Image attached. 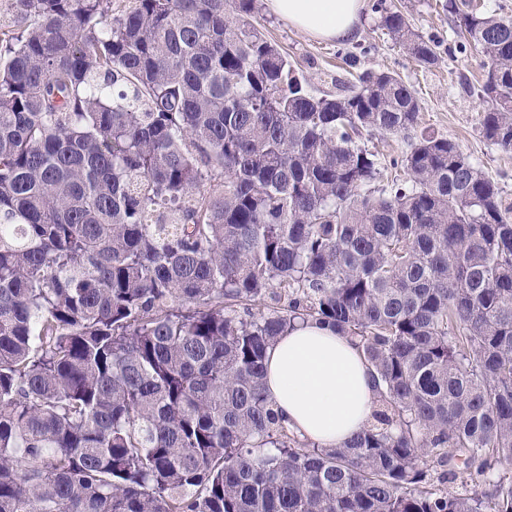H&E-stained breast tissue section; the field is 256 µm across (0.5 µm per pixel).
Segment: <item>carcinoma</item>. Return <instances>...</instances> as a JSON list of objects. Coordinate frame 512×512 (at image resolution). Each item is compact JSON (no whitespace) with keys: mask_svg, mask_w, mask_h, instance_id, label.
Returning a JSON list of instances; mask_svg holds the SVG:
<instances>
[{"mask_svg":"<svg viewBox=\"0 0 512 512\" xmlns=\"http://www.w3.org/2000/svg\"><path fill=\"white\" fill-rule=\"evenodd\" d=\"M0 28V512H512V203L394 73L309 91L258 0H12ZM417 63L441 60L373 0ZM512 150V16L448 0ZM268 298L274 306L254 312ZM380 390L324 448L265 391L299 322ZM470 483L451 487L459 476Z\"/></svg>","mask_w":512,"mask_h":512,"instance_id":"obj_1","label":"carcinoma"}]
</instances>
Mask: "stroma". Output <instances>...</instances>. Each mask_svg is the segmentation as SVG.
Listing matches in <instances>:
<instances>
[{
	"instance_id": "obj_1",
	"label": "stroma",
	"mask_w": 512,
	"mask_h": 512,
	"mask_svg": "<svg viewBox=\"0 0 512 512\" xmlns=\"http://www.w3.org/2000/svg\"><path fill=\"white\" fill-rule=\"evenodd\" d=\"M408 14L414 28L424 37L449 47L457 39V26L442 8L443 0H394ZM264 32L284 51L291 65L302 75L311 91L332 92L348 82L341 54L360 56V69L384 70L399 75L417 92L423 104L415 129L404 135L382 136L362 132L357 141L374 152L381 175L377 188L403 177L394 167L409 143L422 133L455 141L470 159L488 173L512 201V150L504 151L483 138L480 120L486 103L477 88L483 81L482 60L476 53L446 54L438 65L424 68L396 46L380 23L378 14L365 11L358 37L352 42L316 40L293 28L268 9L257 18Z\"/></svg>"
}]
</instances>
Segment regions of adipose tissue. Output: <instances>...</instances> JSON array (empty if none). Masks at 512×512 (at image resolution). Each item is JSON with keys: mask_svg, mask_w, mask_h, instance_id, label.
Returning a JSON list of instances; mask_svg holds the SVG:
<instances>
[{"mask_svg": "<svg viewBox=\"0 0 512 512\" xmlns=\"http://www.w3.org/2000/svg\"><path fill=\"white\" fill-rule=\"evenodd\" d=\"M366 0H267L269 10L324 41H350ZM266 390L289 425L326 448H341L368 426L377 390L348 338L315 321L296 324L269 350Z\"/></svg>", "mask_w": 512, "mask_h": 512, "instance_id": "ef3b65f1", "label": "adipose tissue"}]
</instances>
